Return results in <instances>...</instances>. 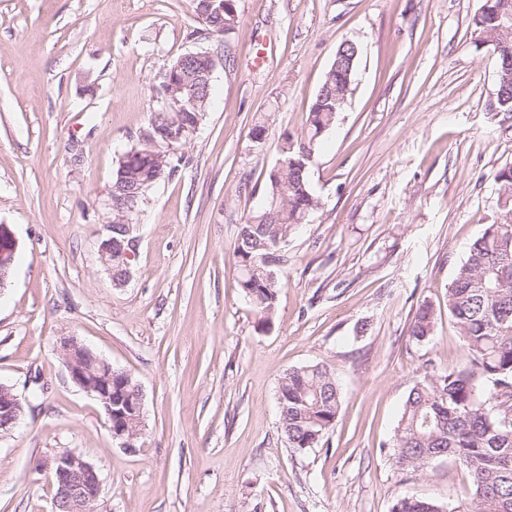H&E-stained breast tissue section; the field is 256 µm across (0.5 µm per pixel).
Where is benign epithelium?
Here are the masks:
<instances>
[{
    "instance_id": "benign-epithelium-1",
    "label": "benign epithelium",
    "mask_w": 512,
    "mask_h": 512,
    "mask_svg": "<svg viewBox=\"0 0 512 512\" xmlns=\"http://www.w3.org/2000/svg\"><path fill=\"white\" fill-rule=\"evenodd\" d=\"M17 239L6 224H0V290L12 271L17 252ZM60 354L72 384L93 396L104 409L109 431L121 447L136 449L134 437L123 427H113V416L128 409H142V395L135 402L113 401L112 373L114 367L91 348L72 337L60 342ZM23 405L13 388L0 382V435L11 433L20 423ZM37 469L52 473L56 492L53 512H94L101 493V481L95 467L73 450H64L42 459Z\"/></svg>"
}]
</instances>
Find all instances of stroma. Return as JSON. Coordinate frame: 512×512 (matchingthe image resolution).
Here are the masks:
<instances>
[{"label":"stroma","mask_w":512,"mask_h":512,"mask_svg":"<svg viewBox=\"0 0 512 512\" xmlns=\"http://www.w3.org/2000/svg\"><path fill=\"white\" fill-rule=\"evenodd\" d=\"M482 0H236L206 35L191 0H0V224L17 260L0 290V382L24 406L0 437V512H52L39 460L75 450L102 482L97 512H391L400 495L472 499L449 460L400 470L391 442L414 382L458 366L445 307L480 225L491 170L512 165V115L472 23ZM352 92L310 169L320 205L284 248L271 325L238 286L233 248L264 203L283 131L301 133L344 41ZM229 50L186 165L141 205L130 277L100 260L105 204L177 57ZM264 121L263 148L249 132ZM434 305L432 338L409 326ZM76 338L131 373L145 436L121 448L58 347ZM329 366L333 431L297 452L280 428L288 369Z\"/></svg>","instance_id":"35a3bbf8"}]
</instances>
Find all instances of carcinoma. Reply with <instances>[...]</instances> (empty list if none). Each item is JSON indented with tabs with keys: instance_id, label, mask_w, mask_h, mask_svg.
Here are the masks:
<instances>
[{
	"instance_id": "1",
	"label": "carcinoma",
	"mask_w": 512,
	"mask_h": 512,
	"mask_svg": "<svg viewBox=\"0 0 512 512\" xmlns=\"http://www.w3.org/2000/svg\"><path fill=\"white\" fill-rule=\"evenodd\" d=\"M195 13L211 30L232 31L237 24L229 0H195ZM512 13V0H482L472 23L487 43L496 38L498 17ZM496 55L497 89H512V39L492 44ZM350 56L331 65L312 103L304 131L281 135L280 158L266 180V203L251 214L238 233L233 256L239 270V288L259 316L270 324L279 284L272 263L283 259V246L299 225L318 208L309 181L317 147L336 123L348 96L344 73ZM174 90L160 81L157 107L151 112L146 136L119 160L112 179V204L127 211L161 183L174 177L183 157L169 151L167 139L181 126L202 124L211 104L205 91L214 63L203 59L176 69ZM497 189L499 220L482 225L466 258L457 268L446 294L448 315L456 322L464 362L427 375L409 391L392 443L396 465L403 471H421L432 461L449 459L465 467L472 479L473 497L465 512H512V165L486 175ZM112 236L116 243L132 240V225L121 222ZM432 304H420L409 335L421 342L434 335ZM139 382L117 373L112 389L125 399ZM280 423L288 447L301 451L318 447L333 431L340 407V391L333 371L324 364L289 369L277 390ZM120 424L145 435L143 419L127 413ZM391 512H447L428 500L399 496Z\"/></svg>"
}]
</instances>
